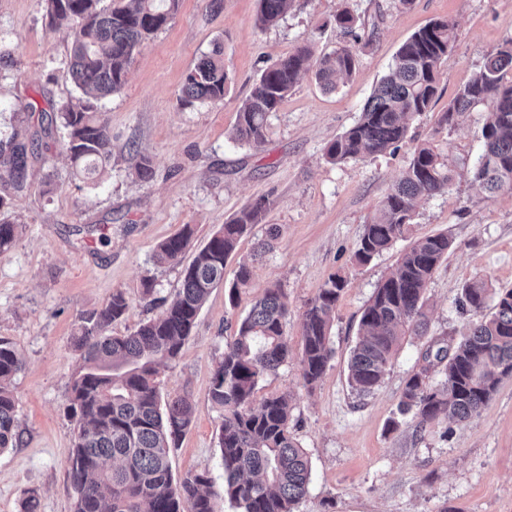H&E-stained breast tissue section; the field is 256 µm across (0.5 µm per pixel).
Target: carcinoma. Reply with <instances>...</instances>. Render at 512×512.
Segmentation results:
<instances>
[{
	"instance_id": "obj_1",
	"label": "carcinoma",
	"mask_w": 512,
	"mask_h": 512,
	"mask_svg": "<svg viewBox=\"0 0 512 512\" xmlns=\"http://www.w3.org/2000/svg\"><path fill=\"white\" fill-rule=\"evenodd\" d=\"M258 2L263 26L276 24L291 5V0ZM45 3L51 19L66 21L74 29L70 74L80 92L58 107L50 122H59L66 151L79 173L92 178L112 159L108 123L94 111V103L122 88L132 55L167 26L178 0ZM335 22L358 38V18L350 11L336 14ZM454 42L455 26L446 19L413 33L398 49L359 119L325 147L326 157L341 162L396 151L407 136L409 121L429 110L440 65ZM356 63V52L348 48L316 59L311 45L297 47L255 81L239 108L232 140L263 143L268 115L277 111L310 68H315L324 88L334 90L338 81L353 74ZM228 80L218 47L187 73L182 100L190 105L220 101ZM478 106L485 109L486 118L473 181L489 196L512 192V40L486 58L448 103L442 122L451 126L459 114ZM36 155L34 134L0 143V170L13 188H23L29 161ZM450 181L441 154L428 142L418 146L403 177L364 226L356 262L367 264L405 238L417 204L444 192ZM268 206L267 200L258 199L215 232L183 268L175 298L135 331L108 333L131 308L121 291L82 318L75 336L82 366L72 382L69 405L78 423L70 461L77 492L73 512H221L222 501L240 512H293L306 496L311 462L293 436L289 397L271 394L254 405L259 385L292 356L284 333L288 304L281 289H265L241 319L212 378L210 400L223 412L218 434L223 493L214 489L206 471L174 480L169 458L190 424L191 405L185 395L161 401L157 387L158 367L177 360L211 290L224 281L227 259L261 222ZM17 229L9 219L0 220V250L11 246ZM192 235L186 226L161 242L155 260L181 264ZM451 247L452 240L444 233L414 241L375 289L361 313L349 356L348 384L357 394L369 395L380 386L405 337L426 332V289ZM251 275L250 263L240 261L229 300H235ZM345 287L344 277L331 275L303 312L300 366L309 387L322 379L332 358L331 329ZM459 306L477 320L453 347L445 342L428 346L423 354L428 367L411 375L403 389L399 413L417 428L478 415L502 378L512 376V288L494 289L482 280L472 281L462 288ZM430 367L440 369L441 380L435 385L428 381ZM21 369L14 346L0 338V452L14 447L19 438L11 383Z\"/></svg>"
}]
</instances>
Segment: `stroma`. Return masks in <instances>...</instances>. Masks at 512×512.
I'll list each match as a JSON object with an SVG mask.
<instances>
[{
  "mask_svg": "<svg viewBox=\"0 0 512 512\" xmlns=\"http://www.w3.org/2000/svg\"><path fill=\"white\" fill-rule=\"evenodd\" d=\"M358 19L349 43L334 17ZM258 0H180L169 24L133 55L123 88L98 103L112 136V162L94 180L83 179L69 158L59 128L41 131V111L77 90L68 71L73 28L52 21L44 0H0V139L37 133L38 157L22 189L0 179V195L18 224L13 244L0 250V338L23 360L12 390L19 439L0 453V512H20L27 490L40 512H72L75 490L68 458L75 422L67 413L80 366L74 345L86 313L113 291L126 293L128 315L118 334L159 316L181 286V269L155 262L158 244L191 225L197 251L248 203L266 197L271 208L254 225L224 268V282L203 305L179 359L162 367L161 396L188 394L190 425L171 456L174 478L206 471L223 485L217 446L222 417L209 399L214 369L240 320L265 288L288 301L285 334L294 354L261 384L257 398L288 394L294 434L311 461V481L297 512H512V377L504 378L480 414L468 421L435 422L417 431L399 419L406 380L423 367L432 339L457 342L471 320L456 302L463 286L483 279L512 288V193L487 199L472 184L481 148L483 108L442 124L449 101L512 40V0H292L272 27L258 20ZM436 18L455 25L456 40L440 68L428 112L409 122L393 153L329 162L324 148L351 127L399 47ZM316 53L352 45V77L324 91L314 73L303 75L268 118L257 146L231 138L240 105L262 71L297 46ZM221 47L229 76L223 100L183 104L185 75L198 59ZM33 116H26V109ZM432 142L447 162V191L420 202L408 238L370 263L353 254L414 148ZM150 157L153 177L133 179V153ZM277 227L273 249L255 262L237 302L228 290L240 259ZM438 233L453 240L428 284L430 326L406 339L379 388L358 396L348 385V360L363 307L411 241ZM346 279L331 331L333 357L314 389L296 360L302 349V314L332 274ZM153 293L143 297L144 282Z\"/></svg>",
  "mask_w": 512,
  "mask_h": 512,
  "instance_id": "35a3bbf8",
  "label": "stroma"
}]
</instances>
